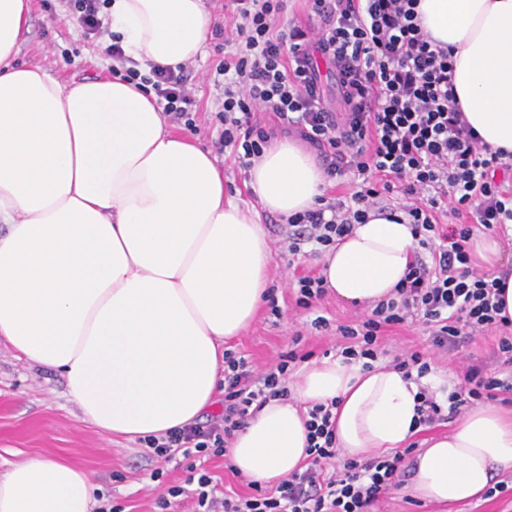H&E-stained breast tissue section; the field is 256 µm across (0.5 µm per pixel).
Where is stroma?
<instances>
[{"label": "stroma", "mask_w": 512, "mask_h": 512, "mask_svg": "<svg viewBox=\"0 0 512 512\" xmlns=\"http://www.w3.org/2000/svg\"><path fill=\"white\" fill-rule=\"evenodd\" d=\"M65 14L64 0H31L29 29L23 34L18 62L42 66L63 81L77 72L110 74L112 61L103 55L98 41L85 38ZM224 53L223 38L214 37L188 66L197 105L194 135L201 146L214 151L223 168L227 198L252 206L256 200L246 187L247 173L230 153L219 148L223 127L216 114L224 96L214 76ZM265 229L272 248L270 286L282 314L274 316L269 306H262L256 321L230 342V349L245 357L258 372L294 345L315 362L326 356L338 358L344 343L338 326L353 324L363 316V309L330 294L311 309L297 307L296 281L318 271L320 260L307 245L300 254H289L288 227L279 219L267 218ZM319 316L327 320V327H314L313 321ZM497 342L498 334L493 331L448 352L432 345L429 332L421 323H405L385 330V353L378 361L386 364L393 355L417 350L435 375L451 372L460 376L471 364L483 366L491 374L497 370ZM48 456L88 472L100 488L98 504L106 512H195L196 502L189 493L171 499L167 510H160L157 505L168 487L184 485L192 464L207 468L219 489L242 496L251 492L248 480L233 475L225 457L187 459L179 454L165 462L150 455L143 440L113 438L83 422L58 376L30 367L17 358L10 345L0 341V475L13 463ZM157 469L162 470V479L151 480V473Z\"/></svg>", "instance_id": "1"}]
</instances>
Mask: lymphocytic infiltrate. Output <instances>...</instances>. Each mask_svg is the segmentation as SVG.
<instances>
[{
  "label": "lymphocytic infiltrate",
  "mask_w": 512,
  "mask_h": 512,
  "mask_svg": "<svg viewBox=\"0 0 512 512\" xmlns=\"http://www.w3.org/2000/svg\"><path fill=\"white\" fill-rule=\"evenodd\" d=\"M286 0H224L231 22L226 52L216 68L224 82V108L217 114L223 147L234 148L248 168L275 132L296 133L316 148L328 179L353 174L349 200L295 214L288 224V250L298 254L312 242L330 247L365 223L385 196H397L412 233L428 258H415L398 284L395 299L377 304L359 327L340 326L350 339L342 356L376 360L384 328L413 319L426 325L433 346L453 351L485 332L499 331L497 357L512 370V319L503 316L500 282L471 264L474 226L486 231L512 224V153L491 149L469 124L453 84V53L425 34L419 0H308L306 25L280 27ZM119 63L122 80L154 96L163 112L193 126L196 103L185 66L157 64L148 71L128 65L119 41L102 48ZM331 73L337 107L327 102L324 73ZM450 214L453 226L439 217ZM288 351L266 371H250L244 358L224 354V424L190 426L147 438L155 457L175 453L221 456L252 412L286 398ZM465 385L440 404L427 388L416 394L419 422L431 425L445 414L485 399L512 395V380L471 367ZM309 458L275 491L231 501L218 500L208 473L189 474L198 512H369L402 485L403 453L388 458L335 460V423L330 407L308 412Z\"/></svg>",
  "instance_id": "1"
}]
</instances>
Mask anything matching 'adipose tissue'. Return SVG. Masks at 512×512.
I'll list each match as a JSON object with an SVG mask.
<instances>
[{
  "label": "adipose tissue",
  "mask_w": 512,
  "mask_h": 512,
  "mask_svg": "<svg viewBox=\"0 0 512 512\" xmlns=\"http://www.w3.org/2000/svg\"><path fill=\"white\" fill-rule=\"evenodd\" d=\"M422 28L453 52L468 122L512 152V0H420ZM112 33L128 57L192 63L211 36L204 0H111ZM29 0H0V339L31 366L59 374L83 421L129 439L195 424L224 391V343L269 295L262 213L318 208L325 178L297 142L273 139L249 171L259 209L224 197V171L195 137L168 126L154 101L120 77L17 63ZM476 265L512 272L498 239L469 240ZM417 241L373 211L325 252L321 274L339 299L393 298ZM292 399L265 404L228 450L234 471L274 485L308 459L300 405L329 404L336 446L352 460L405 448L418 432V387L386 365L326 358L299 374ZM512 471V417L478 403L413 459L421 503L480 498ZM89 474L57 458L0 476V512H92Z\"/></svg>",
  "instance_id": "1"
}]
</instances>
